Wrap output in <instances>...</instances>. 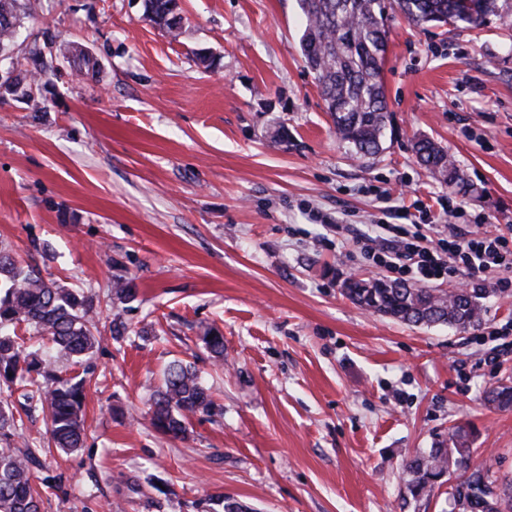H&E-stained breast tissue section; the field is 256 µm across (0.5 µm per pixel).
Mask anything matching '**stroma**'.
<instances>
[{"label": "stroma", "mask_w": 512, "mask_h": 512, "mask_svg": "<svg viewBox=\"0 0 512 512\" xmlns=\"http://www.w3.org/2000/svg\"><path fill=\"white\" fill-rule=\"evenodd\" d=\"M178 3L174 40L142 0H31L21 37L51 30L99 72L79 79L62 60L33 101L0 100V248L100 303L83 448L49 450L41 410L10 398L38 447L42 512H223L225 497L253 512H446L447 488L413 499L403 465L459 421L472 465L512 482V408L484 401L512 379V335L496 333L512 298L487 275L483 320L465 333L365 311L343 280L387 272L334 231L397 223L396 207L432 196L512 233V30L392 18L394 134L359 158L304 63L297 0ZM418 136L447 149L467 191L416 163ZM117 274L134 300H114ZM116 316L129 328L117 341ZM176 360L224 409L181 438L147 416Z\"/></svg>", "instance_id": "35a3bbf8"}]
</instances>
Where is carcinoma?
Segmentation results:
<instances>
[{"label":"carcinoma","instance_id":"carcinoma-1","mask_svg":"<svg viewBox=\"0 0 512 512\" xmlns=\"http://www.w3.org/2000/svg\"><path fill=\"white\" fill-rule=\"evenodd\" d=\"M174 0H143V16L172 39L180 31L169 23ZM305 18L301 52L306 67L315 75L337 138L354 154L375 156L383 150L390 124L382 78L387 45V21L399 15L423 29L445 25L479 28L494 17L512 25V0H298ZM24 0H0V53L9 50L17 35ZM45 30L12 57L15 86L29 80L41 87L52 70L51 53L71 52L55 44ZM416 162L434 179L454 185L466 182L448 151L428 137L412 144ZM343 293L373 312L413 325H448L459 332L474 327L485 312L484 288L442 291L414 288L383 278H349ZM112 294L124 303L135 298L133 280L117 276ZM96 308L92 298L67 288L0 250V382L20 384L27 400L48 411L49 434L63 453L76 452L84 444L85 379L66 376L50 362L24 353L17 329L26 326L43 336L56 354L81 366L90 358L99 339L91 330ZM205 346L224 356V336L205 332ZM222 413L196 368L175 361L164 373L163 385L149 408L150 425L157 432L180 437L187 420L197 414ZM17 420L0 400V512H41L40 493L32 482L30 465L35 452L28 442L14 443ZM471 432L464 424L450 426L427 454H416L404 464L409 476L406 488L415 498L434 495V479L445 471H461L463 479L453 488L451 512H498V501L512 512V488H504L489 471L471 466Z\"/></svg>","mask_w":512,"mask_h":512}]
</instances>
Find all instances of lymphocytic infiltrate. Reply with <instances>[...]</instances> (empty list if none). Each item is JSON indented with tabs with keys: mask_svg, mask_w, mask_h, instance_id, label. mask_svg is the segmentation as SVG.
Wrapping results in <instances>:
<instances>
[{
	"mask_svg": "<svg viewBox=\"0 0 512 512\" xmlns=\"http://www.w3.org/2000/svg\"><path fill=\"white\" fill-rule=\"evenodd\" d=\"M428 214L422 200L400 207L395 224H379L373 231L350 225L336 227L337 235L353 243L363 258L403 279L427 283L434 280L475 281L496 271L499 295H512V236L458 223L459 203H449L445 224L412 220V212Z\"/></svg>",
	"mask_w": 512,
	"mask_h": 512,
	"instance_id": "f902f5d3",
	"label": "lymphocytic infiltrate"
}]
</instances>
